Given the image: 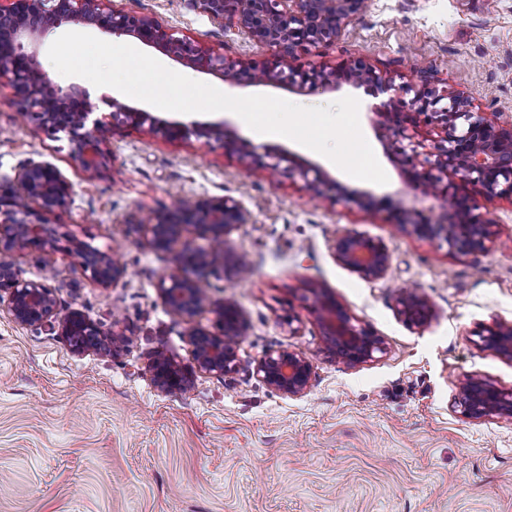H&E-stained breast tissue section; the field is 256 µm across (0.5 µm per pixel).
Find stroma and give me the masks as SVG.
Wrapping results in <instances>:
<instances>
[{
  "instance_id": "35a3bbf8",
  "label": "stroma",
  "mask_w": 512,
  "mask_h": 512,
  "mask_svg": "<svg viewBox=\"0 0 512 512\" xmlns=\"http://www.w3.org/2000/svg\"><path fill=\"white\" fill-rule=\"evenodd\" d=\"M110 5L149 15L230 62L270 58L184 0ZM147 53L233 96L304 107L359 99L362 133L388 182L355 179L290 139L259 136L231 112L154 106L158 119L220 123L257 154L286 160L273 173L243 164L220 139L128 127L92 174L64 134L21 114L12 86L0 81V185L28 161L52 164L73 193L49 214L50 224L126 268L105 286L73 251L11 254L20 278L51 288L59 317L28 326L0 307V512H512V422L468 419L457 403L469 374L512 390V361L482 348L477 336L493 320L512 321V199L482 202L497 232L483 252L462 254L407 232L401 207L432 223L441 203L405 181L386 151V132L372 122L373 107L427 85L512 124V0H368L336 43L296 57L302 68L368 63L394 80L392 91L373 98L345 83L314 91L229 86L155 48ZM296 162L327 172L349 199L314 197L293 171ZM362 195L370 205L359 203ZM224 197L250 215L228 234L225 250L245 255L251 274L237 276L228 263L209 275L203 286L212 305L194 325L215 333L217 307L229 301L240 310L238 370L225 377L198 369L190 326L164 305L160 279L178 272L176 251L154 250L139 227L175 199ZM346 232L388 247L386 276L369 280L337 262L333 243ZM409 288L430 305L424 326L398 313ZM319 293L382 337L385 352L354 367L330 355L313 311ZM73 312L104 334L123 331L127 342L72 351L60 319ZM284 349L313 366L303 396H282L254 373L261 358ZM160 354L188 374L184 389L155 385L149 365Z\"/></svg>"
}]
</instances>
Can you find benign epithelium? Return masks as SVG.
I'll return each mask as SVG.
<instances>
[{"label": "benign epithelium", "mask_w": 512, "mask_h": 512, "mask_svg": "<svg viewBox=\"0 0 512 512\" xmlns=\"http://www.w3.org/2000/svg\"><path fill=\"white\" fill-rule=\"evenodd\" d=\"M188 6L234 27L249 41L275 57V63L253 60L228 63L224 55L186 37H177L145 14L116 10L106 0H8L0 4V79L13 87L20 111L29 114L52 134L64 133L72 154L90 173L97 172L110 153L112 142L124 127H163L171 138L193 133L199 137L220 135L224 126L179 123L162 124L148 112L112 99V112L93 117L94 108L86 92L76 86L62 88L41 71L36 51L27 49L62 22L94 27L116 36H130L154 47L174 60L208 73H218L224 82L277 83L285 86L339 87L336 75L324 65L307 69L295 67L289 59L297 52H309L336 42L344 28L365 11V0H186ZM345 82L365 86L380 94L393 89V80L362 61L344 68ZM449 99L443 106L441 101ZM377 124L390 132V149L395 163L408 181L442 202L444 223L422 224L418 215L401 211L400 223L421 238L442 237L461 252H482L496 232L494 220L477 213L479 205L460 198L448 182L459 175L479 188L487 201L512 198V125H500L484 112L469 109L460 96L440 94L422 87L410 101L382 105ZM426 126L434 134L425 156L413 144L414 132ZM313 178H308L309 173ZM306 186L315 195L333 186L336 195L350 198L345 188L318 168H299ZM71 186L63 175L46 162H29L19 168L9 190L0 191V304L7 303L11 317L23 325L50 323L56 317V303L47 285L19 277L7 254L14 249H62V236L49 225L47 214L63 206ZM249 221L248 211L236 200L195 199L178 204L166 215H156L143 223L148 243L166 250L188 224L210 239V247L184 243L178 255L180 272L162 279L161 291L168 311L191 325L189 336L200 370L227 376L237 370V351L244 321L231 303L218 311L221 333L216 335L193 326L200 310L210 304L202 288V278L224 268V254L215 253L231 228ZM336 260L366 279L384 277L391 263L388 248L381 242L346 233L334 240ZM85 269L100 284L117 283L125 273L120 259L96 250H81ZM399 314L405 322L423 326L429 306L416 291H404L399 298ZM317 319L329 353L356 366L384 353V340L368 327L356 325L337 302L322 294L315 306ZM64 334L101 336L103 331L78 313L62 322ZM481 345L512 361V323L496 320L477 332ZM156 385L162 390L183 388V368L169 356H157L150 363ZM267 385L289 396L303 395L312 375V364L303 355L288 350L267 354L255 368ZM458 403L464 416L473 420L497 417L512 421V392L500 390L485 379L468 375L459 387Z\"/></svg>", "instance_id": "7a95c632"}]
</instances>
